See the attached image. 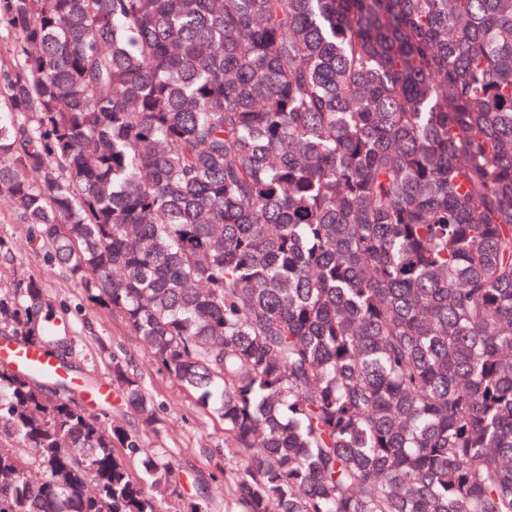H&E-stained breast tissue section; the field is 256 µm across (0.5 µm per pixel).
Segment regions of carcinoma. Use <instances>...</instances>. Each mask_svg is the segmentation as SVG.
<instances>
[{"label":"carcinoma","mask_w":512,"mask_h":512,"mask_svg":"<svg viewBox=\"0 0 512 512\" xmlns=\"http://www.w3.org/2000/svg\"><path fill=\"white\" fill-rule=\"evenodd\" d=\"M0 196L224 423L241 512H512V0H0ZM31 278L0 336L69 326ZM152 428L143 379L109 365ZM0 364V512H177Z\"/></svg>","instance_id":"1"}]
</instances>
